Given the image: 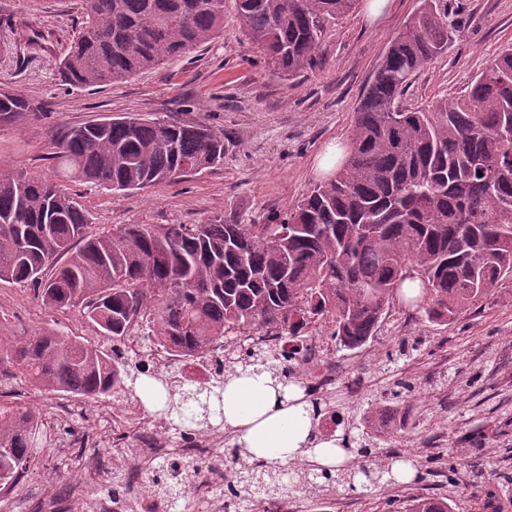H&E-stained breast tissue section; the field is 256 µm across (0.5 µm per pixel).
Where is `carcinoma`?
<instances>
[{
	"label": "carcinoma",
	"mask_w": 512,
	"mask_h": 512,
	"mask_svg": "<svg viewBox=\"0 0 512 512\" xmlns=\"http://www.w3.org/2000/svg\"><path fill=\"white\" fill-rule=\"evenodd\" d=\"M225 0H84L81 31L57 64L65 82L120 83L176 60L224 31ZM243 35L271 72L317 64L327 26L356 0H234ZM448 0H421L389 43L362 95L336 168L288 213L265 224L219 216L203 224H122L90 235L89 212L67 192L81 182L140 190L224 163V134L203 122L108 117L57 136L53 174L0 171V282L31 286L51 310H75L108 351L58 332L0 340V387L24 376L39 389L92 399L127 391L118 346L133 331L201 358L229 333L277 327L293 338L321 318L346 350L376 336L394 301L448 322L512 278V45L460 96L426 110L402 97L448 48ZM41 107L0 89V128ZM242 368L275 371L292 356L242 349ZM224 385L199 387L166 413L190 426L224 418ZM38 419L0 403V486L27 471ZM255 470L224 485L239 512ZM404 512H453L415 495Z\"/></svg>",
	"instance_id": "cac0c4a2"
}]
</instances>
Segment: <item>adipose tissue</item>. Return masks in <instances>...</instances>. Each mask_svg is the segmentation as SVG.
I'll list each match as a JSON object with an SVG mask.
<instances>
[{
    "label": "adipose tissue",
    "mask_w": 512,
    "mask_h": 512,
    "mask_svg": "<svg viewBox=\"0 0 512 512\" xmlns=\"http://www.w3.org/2000/svg\"><path fill=\"white\" fill-rule=\"evenodd\" d=\"M224 426L241 455L279 468L293 461L336 469L351 456L337 438L315 437L311 407L296 387L270 372L248 369L224 379Z\"/></svg>",
    "instance_id": "adipose-tissue-1"
}]
</instances>
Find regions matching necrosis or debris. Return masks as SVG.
<instances>
[{
	"mask_svg": "<svg viewBox=\"0 0 512 512\" xmlns=\"http://www.w3.org/2000/svg\"><path fill=\"white\" fill-rule=\"evenodd\" d=\"M329 325L325 322L311 324L300 345H293L274 328H265L247 336L246 342L253 349L287 353L299 347L304 359L300 384L314 394L332 391L336 385V361L326 346L323 334ZM239 344L236 338L215 340L204 360L177 363L169 345L158 344L144 349L140 336H128L121 352L128 363L145 365L153 378L172 367H179L184 383L204 384L214 375L215 361L232 358ZM57 413L42 419L40 431L49 447L67 444L71 448L90 447L88 434L78 431V423L92 420L112 433L110 452L99 458V469L122 466L126 469L129 498L128 512H155L152 497L143 495L141 485L145 474L155 462L167 459L173 462L196 461L200 468L193 481L203 493L200 512H224V501L216 497L215 489L224 484L223 468L213 467L212 462L224 446V432L215 429L207 433L193 432L189 437H172L165 416L149 413L138 404L128 402L120 410H113L106 400H89L77 395L64 394L55 397Z\"/></svg>",
	"mask_w": 512,
	"mask_h": 512,
	"instance_id": "1",
	"label": "necrosis or debris"
}]
</instances>
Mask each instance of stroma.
<instances>
[{
	"label": "stroma",
	"mask_w": 512,
	"mask_h": 512,
	"mask_svg": "<svg viewBox=\"0 0 512 512\" xmlns=\"http://www.w3.org/2000/svg\"><path fill=\"white\" fill-rule=\"evenodd\" d=\"M370 0H357L328 27L322 63L293 78L271 73L245 39L232 0L224 32L185 57L97 88L66 84L55 61L67 53L83 20V0H0V87L39 104L42 114L0 129V165L40 176L52 173L54 135L63 128L129 115L155 121H200L224 135L221 166L142 190L111 192L69 183L89 211L92 229L120 224H198L231 215L245 224L285 213L324 178L328 147L347 141L359 100L391 39L420 0H388L369 19ZM448 21L459 33L448 50L415 76L404 102L428 109L464 92L490 60L512 44V0H448ZM44 330L88 336L95 329L78 312L46 308L33 289L0 283V337ZM336 392L329 413L345 419L372 453L364 463L383 469L392 449L412 457L411 485L350 489L346 483L307 484L302 463H288L293 495L329 499L334 512H402L413 493L452 499L455 512H512V279L448 323L429 322L393 304L377 335L355 350L335 349ZM362 390L349 393L346 382ZM391 405L400 426L369 431L367 413ZM21 495L0 512H39L46 489L68 496L97 462L76 448H40ZM81 458L72 466V458ZM454 465L440 478L442 463ZM480 479H472V472Z\"/></svg>",
	"instance_id": "stroma-1"
}]
</instances>
